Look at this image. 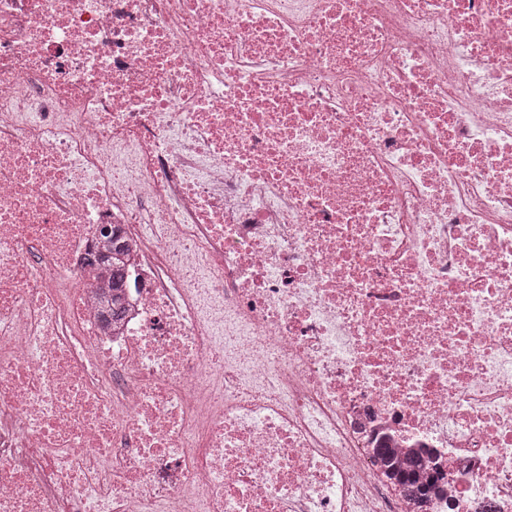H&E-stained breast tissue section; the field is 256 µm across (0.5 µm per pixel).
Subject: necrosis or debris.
<instances>
[{"mask_svg": "<svg viewBox=\"0 0 512 512\" xmlns=\"http://www.w3.org/2000/svg\"><path fill=\"white\" fill-rule=\"evenodd\" d=\"M0 512H512V0H0Z\"/></svg>", "mask_w": 512, "mask_h": 512, "instance_id": "1", "label": "necrosis or debris"}]
</instances>
